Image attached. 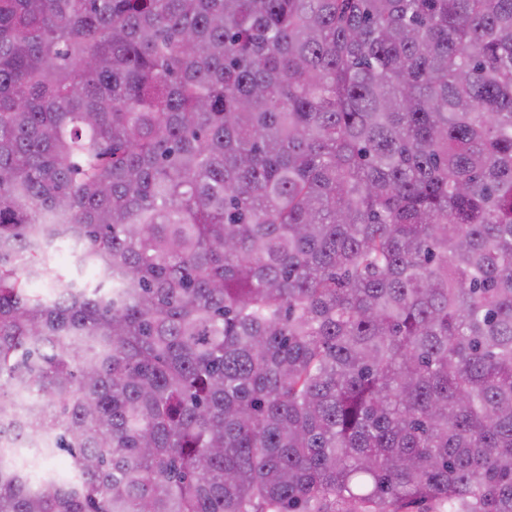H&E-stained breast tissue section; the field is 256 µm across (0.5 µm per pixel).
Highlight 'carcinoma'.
Here are the masks:
<instances>
[{"mask_svg": "<svg viewBox=\"0 0 512 512\" xmlns=\"http://www.w3.org/2000/svg\"><path fill=\"white\" fill-rule=\"evenodd\" d=\"M0 512H512V0H0Z\"/></svg>", "mask_w": 512, "mask_h": 512, "instance_id": "cac0c4a2", "label": "carcinoma"}]
</instances>
